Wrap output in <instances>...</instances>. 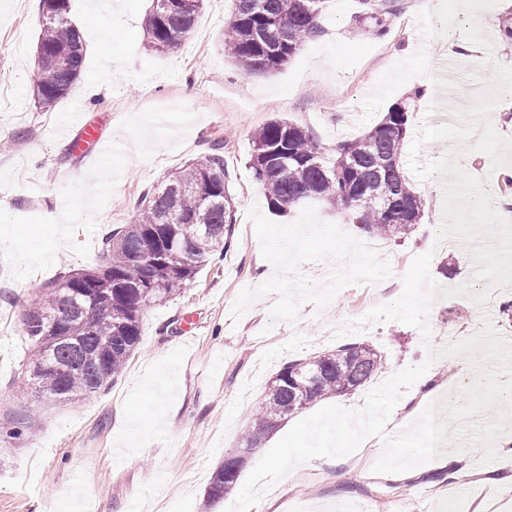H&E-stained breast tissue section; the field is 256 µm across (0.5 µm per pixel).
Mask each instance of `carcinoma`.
Here are the masks:
<instances>
[{"label": "carcinoma", "instance_id": "1", "mask_svg": "<svg viewBox=\"0 0 512 512\" xmlns=\"http://www.w3.org/2000/svg\"><path fill=\"white\" fill-rule=\"evenodd\" d=\"M205 0H152L142 23L146 45L166 53L193 35ZM331 0H232L224 30L226 56L237 66L271 73L322 33ZM410 0H357L356 21L382 36ZM40 30L31 75L35 102L50 110L80 79L84 46L70 18V0H39ZM415 101L392 107L361 136L328 157L312 131L274 119L253 133L248 167L272 209L284 213L306 200L357 213L370 237L402 239L424 214L426 198L402 164L408 112ZM235 223L226 186L224 144L215 141L201 160L175 171L151 193L136 221L103 242L102 264L71 271L31 303L23 319L30 340L27 366L41 367L28 388L43 408L90 398L120 376L138 349L145 312L180 293L216 256L224 254ZM372 346H341L290 361L268 381L243 437L242 448L262 447L281 421L311 403L348 395L382 369ZM239 449L213 472L208 499L234 490L243 465Z\"/></svg>", "mask_w": 512, "mask_h": 512}]
</instances>
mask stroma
<instances>
[{
	"instance_id": "1",
	"label": "stroma",
	"mask_w": 512,
	"mask_h": 512,
	"mask_svg": "<svg viewBox=\"0 0 512 512\" xmlns=\"http://www.w3.org/2000/svg\"><path fill=\"white\" fill-rule=\"evenodd\" d=\"M151 0H104L90 9L72 0L71 17L84 35V67L69 95L49 112L32 96L39 0H0V423L35 415L38 429L17 438L0 434V512H226L225 496L206 506V490L227 452L239 447L270 377L283 364L350 343L373 345L384 368L427 365L405 390L385 429L393 437L412 425L426 391H458L476 371L458 356L431 351L472 337L490 315L512 341L502 312L512 287L494 289L487 307L464 296L435 300L426 316L430 341L396 320L350 327L374 307L395 302L413 258L433 252L432 277L443 287L475 282L476 264L459 242L435 246L445 179L413 178L427 198L414 232L387 242L388 258L343 257L367 237L354 215L309 200L274 213L246 162L252 134L283 118L311 129L326 152L374 126L414 89L428 92L408 115L407 142L438 113L471 105L492 83L494 64L512 67V46L495 24L512 8L497 0L474 13L492 53L469 57V41L454 30L426 37L421 11L438 0H411L388 34L358 29L355 0H332L323 33L280 70L256 74L224 55L231 0H206L193 36L173 51L144 45L141 21ZM494 64H487V57ZM96 124L108 146L99 163H85L68 141L80 122ZM224 143L235 222L224 254L181 293L149 308L141 343L112 386L91 398L33 409L22 363L28 339L23 316L44 286L69 270L101 263V240L134 223L143 198L168 173ZM463 168L499 192L503 170L462 144L423 143L420 164L448 151ZM345 328L335 336L336 328ZM383 453L362 442L352 454L298 465L252 512H512V455L481 464L480 449L462 452L463 471L449 481L438 461L402 473H377Z\"/></svg>"
}]
</instances>
